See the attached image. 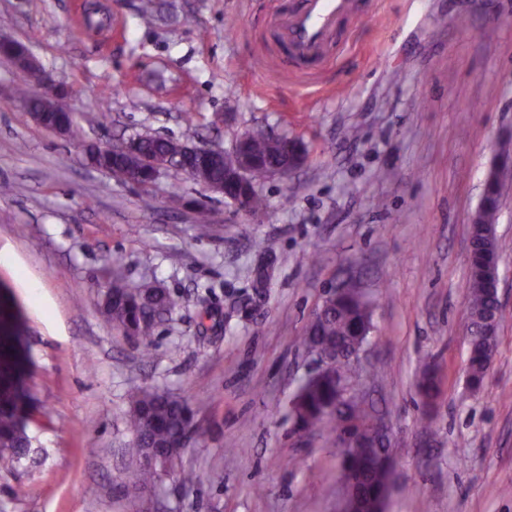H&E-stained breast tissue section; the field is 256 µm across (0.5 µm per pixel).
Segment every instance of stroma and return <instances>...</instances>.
Masks as SVG:
<instances>
[{
	"label": "stroma",
	"mask_w": 512,
	"mask_h": 512,
	"mask_svg": "<svg viewBox=\"0 0 512 512\" xmlns=\"http://www.w3.org/2000/svg\"><path fill=\"white\" fill-rule=\"evenodd\" d=\"M155 2L147 20L142 0H0V34L55 76L83 130L38 125L17 93L31 77L0 56V302L24 317L38 401L34 460L0 471V512H338L341 451L288 412L308 362L296 340L350 271L375 302L356 387L392 430L387 512H512L511 189L478 391L465 338L468 225L512 146V0H358L317 68L286 63L268 31L287 0ZM256 128L306 151L259 185L257 216L176 169L123 182L81 149L150 132L228 150ZM264 251L276 271L259 299ZM114 265L176 301L149 356L99 311ZM137 385L188 400L203 431L151 497L124 454Z\"/></svg>",
	"instance_id": "1"
}]
</instances>
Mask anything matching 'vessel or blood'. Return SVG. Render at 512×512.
I'll use <instances>...</instances> for the list:
<instances>
[{
  "mask_svg": "<svg viewBox=\"0 0 512 512\" xmlns=\"http://www.w3.org/2000/svg\"><path fill=\"white\" fill-rule=\"evenodd\" d=\"M353 8L354 0H298L295 8L273 20L270 27L292 60L314 64L340 19Z\"/></svg>",
  "mask_w": 512,
  "mask_h": 512,
  "instance_id": "1",
  "label": "vessel or blood"
}]
</instances>
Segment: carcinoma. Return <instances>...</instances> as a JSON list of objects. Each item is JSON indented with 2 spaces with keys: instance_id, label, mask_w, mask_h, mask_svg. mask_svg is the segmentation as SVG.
Returning a JSON list of instances; mask_svg holds the SVG:
<instances>
[{
  "instance_id": "obj_1",
  "label": "carcinoma",
  "mask_w": 512,
  "mask_h": 512,
  "mask_svg": "<svg viewBox=\"0 0 512 512\" xmlns=\"http://www.w3.org/2000/svg\"><path fill=\"white\" fill-rule=\"evenodd\" d=\"M32 109L43 115L44 127L64 124L75 134L73 114L58 112L49 101L34 100ZM133 151L139 159L159 161L177 154V142L148 134L136 135ZM255 158L248 181L254 190L251 209L262 211L266 199L256 187L268 177V166L279 160L287 150V142H271L255 138L248 146ZM131 151V152H133ZM131 152L107 153L99 167L112 169L130 160ZM194 169L193 179L201 183L224 181V168L231 167L235 159L229 153L186 159ZM499 210V195L492 184H487L476 219L469 224L470 249L469 314L466 339L469 344L467 382L471 389L482 388L489 364L495 354L497 337L485 335L484 319L493 307L492 280L489 275L498 268L499 248L485 237L484 225L495 223ZM106 301L99 303L104 319L112 329L122 332L135 342L152 345L157 326L164 315L171 313L175 301L159 288L135 285L113 273L103 291ZM374 301L360 288L348 285L318 306L319 314L313 325H307L300 338L306 351L319 355L332 363L329 375L300 384L292 398L290 416L300 432L314 435L320 431L334 438L348 439L361 432L368 410L362 402H351L333 413L328 408L336 401L337 383L352 381L351 355L368 340L364 331L372 326ZM19 336L11 316L0 317V471L13 472L26 460L29 447L28 424L32 418V396L27 384L25 359L19 348ZM421 395L434 400L439 393L437 373L428 368L419 384ZM127 426L133 435L127 456L136 463L134 485L142 491L158 487L161 472L175 467L183 450L199 435L195 410L188 401L152 387L137 386L128 394ZM389 447L368 448L354 461H343L338 473L340 488L348 490L353 477L364 476V502L374 504L384 494L387 469L383 456Z\"/></svg>"
}]
</instances>
